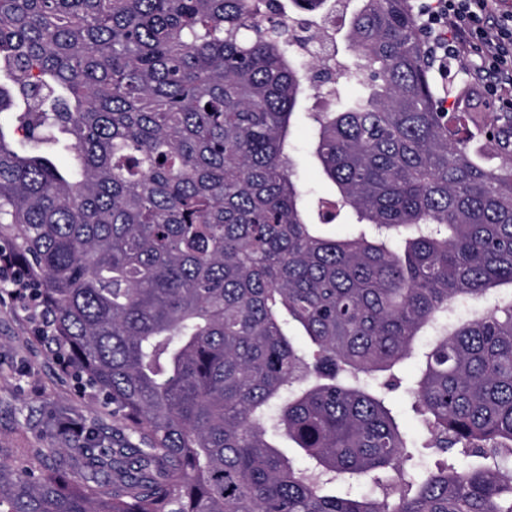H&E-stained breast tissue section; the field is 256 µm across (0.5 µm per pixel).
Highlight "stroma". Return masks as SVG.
<instances>
[{
  "mask_svg": "<svg viewBox=\"0 0 512 512\" xmlns=\"http://www.w3.org/2000/svg\"><path fill=\"white\" fill-rule=\"evenodd\" d=\"M475 59L450 56L448 83L456 93L447 101L452 112H486L490 106L471 79ZM312 127L298 117L291 129L296 147L297 175L310 201L334 193L312 155ZM35 322L19 300H0V454L39 448L50 456L70 457L73 446L68 424L95 427L100 435L118 438L125 427L92 392L79 389L62 373L53 350L38 340Z\"/></svg>",
  "mask_w": 512,
  "mask_h": 512,
  "instance_id": "35a3bbf8",
  "label": "stroma"
}]
</instances>
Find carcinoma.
<instances>
[{"instance_id":"1","label":"carcinoma","mask_w":512,"mask_h":512,"mask_svg":"<svg viewBox=\"0 0 512 512\" xmlns=\"http://www.w3.org/2000/svg\"><path fill=\"white\" fill-rule=\"evenodd\" d=\"M288 2L358 63L279 0H0V246L128 431L1 463L0 512H512V291L452 318L512 288V112L438 111L411 0ZM312 127L305 116H299L291 129V140L296 147L297 175L309 191L312 209L319 197H331L333 186L326 181L318 168L311 149ZM389 405L398 416L400 426L409 434L416 435L418 432L416 421L409 411L408 401L402 389L391 392L388 395Z\"/></svg>"}]
</instances>
